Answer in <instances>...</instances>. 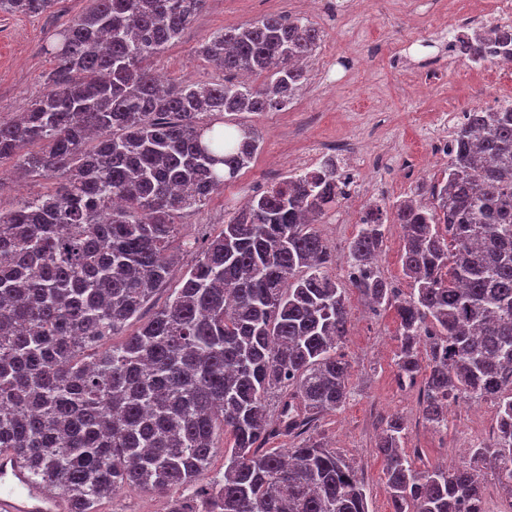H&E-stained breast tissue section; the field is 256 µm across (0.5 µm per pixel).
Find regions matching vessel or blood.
<instances>
[{
  "label": "vessel or blood",
  "instance_id": "b4317fda",
  "mask_svg": "<svg viewBox=\"0 0 512 512\" xmlns=\"http://www.w3.org/2000/svg\"><path fill=\"white\" fill-rule=\"evenodd\" d=\"M0 512H65V506L31 479L24 464L0 455Z\"/></svg>",
  "mask_w": 512,
  "mask_h": 512
}]
</instances>
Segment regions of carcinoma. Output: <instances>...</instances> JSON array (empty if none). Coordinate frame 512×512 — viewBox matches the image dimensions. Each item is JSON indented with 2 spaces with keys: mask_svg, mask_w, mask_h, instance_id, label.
<instances>
[{
  "mask_svg": "<svg viewBox=\"0 0 512 512\" xmlns=\"http://www.w3.org/2000/svg\"><path fill=\"white\" fill-rule=\"evenodd\" d=\"M204 2L95 0L58 33L45 92L0 121V161L57 184L0 210V455L66 512L126 490L169 494L170 512H369L357 469L311 434L350 397L345 289L316 228L342 195L336 160L253 197L202 245L173 222L260 149L253 130L209 117L282 107L321 31L273 15L226 27L200 48L224 82L164 86L148 62ZM54 4L0 0V12ZM488 37L512 56L511 24L457 38L460 53L484 57ZM448 156L429 200L394 205L409 292L376 266L379 209L348 243V278L395 313L399 381L427 359L425 423L442 432L450 404L489 402L495 430L467 464L421 468L403 419L387 420L377 450L393 512H485L487 468L512 498V106L464 113ZM183 252L196 259L182 286L126 333ZM222 430L224 473L199 489ZM279 436L297 445L266 447Z\"/></svg>",
  "mask_w": 512,
  "mask_h": 512,
  "instance_id": "cac0c4a2",
  "label": "carcinoma"
}]
</instances>
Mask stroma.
<instances>
[{"mask_svg":"<svg viewBox=\"0 0 512 512\" xmlns=\"http://www.w3.org/2000/svg\"><path fill=\"white\" fill-rule=\"evenodd\" d=\"M90 0H56L50 14L0 13V120L26 111L58 67L51 51L62 23L85 13ZM265 15L306 19L322 32L308 79L288 107L257 114L225 115L229 124L257 129L261 149L249 168L204 205L176 213L182 236L204 240L218 234L224 218L243 201L295 173L298 156L339 147L338 163L363 157L355 172V194L337 199L318 230L332 255L331 272L346 284L350 315L341 351L350 365L353 396L340 410L322 416L315 433L353 463L370 512H391L384 465L376 443L386 419L402 416L407 452L425 464L447 463L489 436L491 404L474 409L459 402L448 409V429L437 433L422 420V382L400 386L394 355L398 323L391 310H369L347 285L345 253L364 210L380 205L391 229L378 267L395 287L407 289L401 265V233L392 206L413 198L440 178L446 159L432 152L438 114L461 117L473 108L512 104V78L477 73L454 47L455 37L484 22L474 0H205L180 39L153 58L166 83H220L224 71L197 53L213 33ZM52 181L18 180L10 162L0 163V209L26 196L46 193ZM165 495L129 490L104 500L100 512H168Z\"/></svg>","mask_w":512,"mask_h":512,"instance_id":"obj_1","label":"stroma"}]
</instances>
